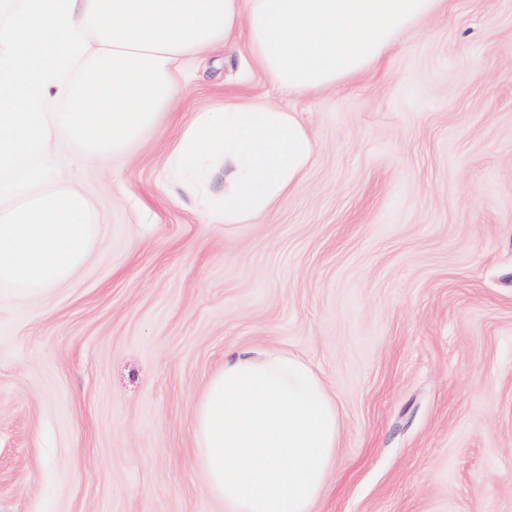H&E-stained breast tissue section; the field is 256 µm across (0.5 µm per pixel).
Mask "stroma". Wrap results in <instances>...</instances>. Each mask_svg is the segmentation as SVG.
Wrapping results in <instances>:
<instances>
[{"mask_svg":"<svg viewBox=\"0 0 512 512\" xmlns=\"http://www.w3.org/2000/svg\"><path fill=\"white\" fill-rule=\"evenodd\" d=\"M182 80L126 156L81 171L100 243L74 278L21 308L0 285V512H224L194 408L257 348L336 400L312 512H512V0H445L315 94L241 39ZM229 92L316 142L261 224L217 223L166 167Z\"/></svg>","mask_w":512,"mask_h":512,"instance_id":"stroma-1","label":"stroma"}]
</instances>
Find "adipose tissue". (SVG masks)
Listing matches in <instances>:
<instances>
[{
    "label": "adipose tissue",
    "mask_w": 512,
    "mask_h": 512,
    "mask_svg": "<svg viewBox=\"0 0 512 512\" xmlns=\"http://www.w3.org/2000/svg\"><path fill=\"white\" fill-rule=\"evenodd\" d=\"M443 2L0 0V284L26 302L86 262L97 226L72 168L124 155L177 98L184 59L241 34L275 83L313 93L367 71ZM315 148L294 112L230 95L194 112L167 166L222 223L257 224ZM339 427L318 374L265 348L225 360L193 417L198 464L225 512H311Z\"/></svg>",
    "instance_id": "ef3b65f1"
}]
</instances>
